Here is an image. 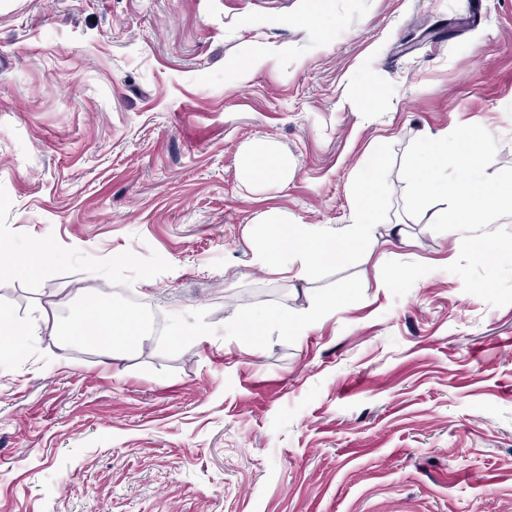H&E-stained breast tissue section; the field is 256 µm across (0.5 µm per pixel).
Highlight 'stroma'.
Instances as JSON below:
<instances>
[{
	"label": "stroma",
	"mask_w": 512,
	"mask_h": 512,
	"mask_svg": "<svg viewBox=\"0 0 512 512\" xmlns=\"http://www.w3.org/2000/svg\"><path fill=\"white\" fill-rule=\"evenodd\" d=\"M308 7L0 0V259L57 258L0 274V306L65 314L98 287L162 322L109 360L47 327L0 348V512H512V305L447 272L461 236L407 216L400 173L460 124L498 138L487 174L512 167V0H331L328 38ZM269 45L236 85L228 61ZM261 138L287 186L240 182ZM377 151L367 245L304 280L256 268L258 214L343 228ZM402 222L409 244L384 242ZM268 306L321 314L225 335ZM56 263V256L48 251L37 250L31 254L19 258L8 268L11 271H17L20 268L25 269L28 273L44 275L46 274Z\"/></svg>",
	"instance_id": "35a3bbf8"
}]
</instances>
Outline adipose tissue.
Segmentation results:
<instances>
[{
    "mask_svg": "<svg viewBox=\"0 0 512 512\" xmlns=\"http://www.w3.org/2000/svg\"><path fill=\"white\" fill-rule=\"evenodd\" d=\"M385 166V157L376 156L371 178L357 187L353 220L339 233H327L317 224L294 223L282 210L260 213L256 221L266 232L254 245L255 264L270 274L292 271L302 279L313 267L335 263L352 248L364 244L371 234L374 215L386 195ZM239 175L243 185L249 188L263 182L284 186L293 178L294 169L278 142L267 138L241 146ZM316 316L313 310L293 315L278 307H267L237 316L225 324L224 329L232 336H260L268 328L299 327L312 322ZM57 321L55 312L44 307L35 309L23 321L17 320L10 309L1 307L0 344L18 346L21 339L39 335L44 326ZM91 325L99 330L98 348L106 357L139 349L146 339L137 316L112 307L97 293L85 296L72 312L67 333L70 338L80 339Z\"/></svg>",
    "mask_w": 512,
    "mask_h": 512,
    "instance_id": "1",
    "label": "adipose tissue"
}]
</instances>
